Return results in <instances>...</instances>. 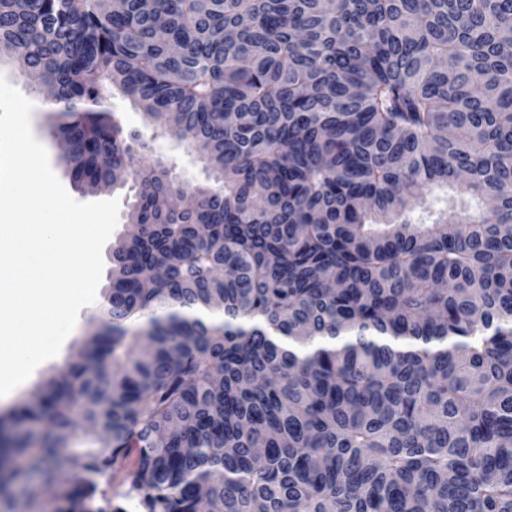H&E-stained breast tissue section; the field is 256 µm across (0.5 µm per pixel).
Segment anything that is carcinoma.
Wrapping results in <instances>:
<instances>
[{"mask_svg": "<svg viewBox=\"0 0 512 512\" xmlns=\"http://www.w3.org/2000/svg\"><path fill=\"white\" fill-rule=\"evenodd\" d=\"M507 35L512 0H0L76 188L133 169L108 87L213 175L136 170L97 323L0 414V512H512Z\"/></svg>", "mask_w": 512, "mask_h": 512, "instance_id": "1", "label": "carcinoma"}]
</instances>
